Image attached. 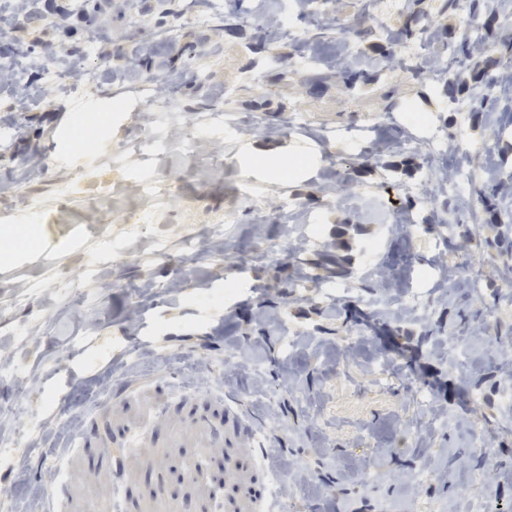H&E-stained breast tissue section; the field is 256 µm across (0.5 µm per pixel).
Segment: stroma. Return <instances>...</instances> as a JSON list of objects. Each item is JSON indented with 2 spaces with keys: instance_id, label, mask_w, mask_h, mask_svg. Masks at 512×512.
Masks as SVG:
<instances>
[{
  "instance_id": "35a3bbf8",
  "label": "stroma",
  "mask_w": 512,
  "mask_h": 512,
  "mask_svg": "<svg viewBox=\"0 0 512 512\" xmlns=\"http://www.w3.org/2000/svg\"><path fill=\"white\" fill-rule=\"evenodd\" d=\"M213 2L160 26L158 0H112L76 54L69 0L36 32L0 0V46L23 72L0 91V230L40 239L0 261V512H475L481 495L512 512V371L497 359L512 348V84L497 79L512 0L484 14L495 48L455 58L463 0H327L320 15ZM272 14L315 52L283 37L251 53ZM383 27L457 66L463 91L426 123L387 104L446 81L390 70ZM128 30L162 57L196 47L158 97L137 93L141 61L110 55ZM337 54L373 81L345 85L325 64ZM211 104L261 136L229 126L220 152L186 153ZM79 113L103 129L89 153L67 145ZM461 163L471 179L449 192ZM158 169L170 192L144 197ZM113 248L121 262L87 271Z\"/></svg>"
}]
</instances>
